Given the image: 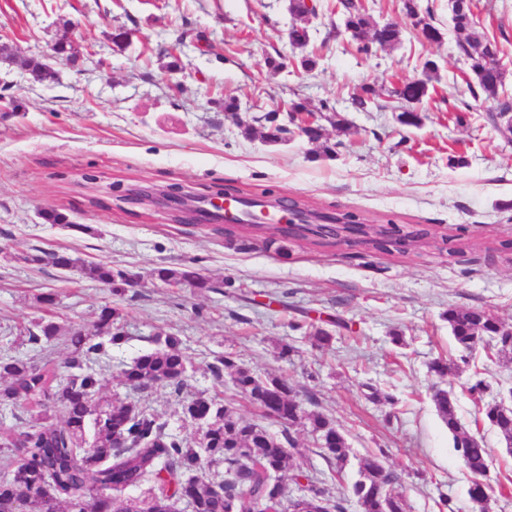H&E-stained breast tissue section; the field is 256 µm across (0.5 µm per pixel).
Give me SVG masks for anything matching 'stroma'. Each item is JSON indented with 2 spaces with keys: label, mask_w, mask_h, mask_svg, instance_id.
Masks as SVG:
<instances>
[{
  "label": "stroma",
  "mask_w": 512,
  "mask_h": 512,
  "mask_svg": "<svg viewBox=\"0 0 512 512\" xmlns=\"http://www.w3.org/2000/svg\"><path fill=\"white\" fill-rule=\"evenodd\" d=\"M445 32L421 43L403 0H367L374 22H391L400 43L367 56L336 16L309 19L307 49L293 47L297 19L288 0H0V43L22 56L50 52L68 36L83 57L57 65L58 79L33 82L0 64V84L24 109L0 119V356L62 363L64 339L43 348L21 331L39 319L71 329L91 326L101 306L118 307L123 338L106 369L107 394L159 415L187 441L196 427L181 403L197 394L234 403L244 420L278 431L230 379L209 370L229 354L262 377L288 382L305 412L332 419L348 443L343 469L329 465L308 431L293 427V468L281 480L289 498L312 478L345 512H361L351 493L361 459L378 454L397 473L404 512H471L472 477L432 401L433 387L452 393L460 423L473 427L482 404L512 389V361L468 352L453 339L449 308H479L512 324V142L484 112H468L467 65L456 49L448 0H428ZM476 29L495 41L505 64L497 99L512 101V0H475ZM201 39L184 49V69L165 65L183 22ZM135 29L123 48L115 28ZM320 57L302 70L304 51ZM280 68L267 65V58ZM439 69L419 104L422 121L396 120L394 89L420 78L425 58ZM374 91L375 107L352 98ZM242 111L272 110L295 99L309 110L332 107L349 134L324 124L335 155L298 137L271 143L261 125L244 133L224 115L226 97ZM277 204V221L261 228L199 220L216 189ZM190 195L174 210L164 192ZM349 214L366 224H400L418 232L406 248L379 250L336 237L290 236V210ZM55 209L69 225L45 223ZM39 250L64 251L138 276L124 295L79 270L26 262ZM193 265L216 280L199 292L153 276L158 267ZM54 295L53 304L43 296ZM332 332L315 346L313 327ZM174 335L190 364L182 396L157 387L128 393L122 364ZM451 372H431L433 361ZM488 385L482 396L469 387ZM489 512H512V448L491 426Z\"/></svg>",
  "instance_id": "obj_1"
}]
</instances>
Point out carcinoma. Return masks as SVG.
<instances>
[{"label":"carcinoma","instance_id":"obj_1","mask_svg":"<svg viewBox=\"0 0 512 512\" xmlns=\"http://www.w3.org/2000/svg\"><path fill=\"white\" fill-rule=\"evenodd\" d=\"M344 16V27L367 34L375 31L371 15L356 0H338ZM475 25L472 7L454 23L458 46L466 57L472 80L466 90L474 104L465 111L478 112L480 99H494L502 87L504 69L499 56L491 60L475 47L488 39L469 34ZM377 32V31H375ZM378 42L368 40L358 47L365 55L373 53L377 43L393 46L401 41L397 27L377 32ZM57 59L74 64L78 53L67 38L53 46ZM0 61L16 64L36 83H53L57 71L38 57H22L12 47L0 44ZM436 69L432 60L423 62V78L404 82L395 96L408 103L423 100ZM265 137L271 142L282 140L283 127L275 111L265 116ZM50 262L60 270L79 268L81 274L123 294L129 273L114 271L100 264H78L62 252L49 254ZM153 275L163 282L189 285L199 291L214 288L211 279L193 266L159 267ZM448 326L457 344L467 350L478 347L512 353V335L502 336L505 323L498 317L477 309L450 308ZM120 311L111 306L100 308L92 328L69 330L70 353L64 367L54 363L37 364L20 358L0 359V403L25 405L28 427L20 437L5 445V471L0 477V512H85L93 507L98 512H172L170 500L180 491L181 481L190 483L188 501L192 512H282V490L270 485L267 473H282L290 468L294 440L290 428H309L319 443L325 460L341 463L347 456L344 435L329 418L303 415L296 393L278 398L266 386L276 379H264L243 367L230 355L217 358L210 370L217 378L229 371L233 386L260 404L276 405L279 417L288 428L277 436L259 425L243 420L237 408L215 397L198 396L182 403V413L201 419V440L190 443L166 431V423L142 411L131 402L112 400L102 395L103 380L88 363L108 355L109 346L122 339L119 328ZM59 326L40 320L26 329L27 341L34 345L49 344L57 336ZM156 347L139 355L121 370L120 383L132 389L160 386L179 394L187 381L188 362L175 336H158ZM432 400L438 415L448 426L453 446L473 480L468 494L473 512H487L490 486L484 481L489 471V451L483 438L462 431L455 401L442 389L433 391ZM62 408V417H53L55 407ZM485 419L502 439L512 444V410H503L497 402L482 409ZM93 431L90 445H85L88 431ZM221 460L227 474L226 494L221 497L212 490V483L201 477L210 465ZM378 455L369 454L361 463V479L352 485L361 512H404V505L395 485L398 477L377 466ZM248 485V495L237 492L239 480ZM149 485L144 507L122 504L112 491Z\"/></svg>","mask_w":512,"mask_h":512}]
</instances>
